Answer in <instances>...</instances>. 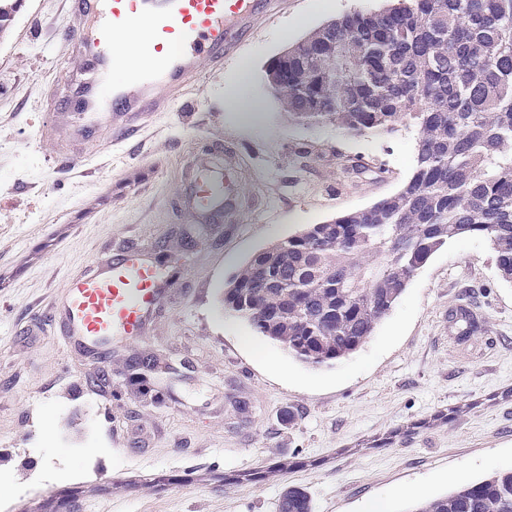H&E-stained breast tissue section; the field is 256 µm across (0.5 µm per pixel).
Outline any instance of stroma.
<instances>
[{
	"mask_svg": "<svg viewBox=\"0 0 512 512\" xmlns=\"http://www.w3.org/2000/svg\"><path fill=\"white\" fill-rule=\"evenodd\" d=\"M389 0H288L223 73L155 113L130 141L61 168L37 140L45 83L72 96L81 24L70 0H22L0 38V512H277L288 489L312 512H410L413 504L512 469V282L489 242L434 254L354 354L312 366L254 335L224 287L257 251L308 224L369 207L413 172L399 129L350 137L289 120L265 70L312 30ZM229 142L260 205L235 224H198L178 202L193 152ZM362 162L368 170L349 173ZM64 226L44 248L48 231ZM132 236L178 291L150 333L104 358L64 349L48 305L98 247ZM483 313L457 355L444 311ZM157 358L159 403L139 401L128 366ZM274 469L264 482L236 471Z\"/></svg>",
	"mask_w": 512,
	"mask_h": 512,
	"instance_id": "stroma-1",
	"label": "stroma"
}]
</instances>
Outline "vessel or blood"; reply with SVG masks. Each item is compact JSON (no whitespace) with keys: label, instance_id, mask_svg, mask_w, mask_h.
<instances>
[{"label":"vessel or blood","instance_id":"b4317fda","mask_svg":"<svg viewBox=\"0 0 512 512\" xmlns=\"http://www.w3.org/2000/svg\"><path fill=\"white\" fill-rule=\"evenodd\" d=\"M82 28L67 36L84 60L73 99L47 113L40 144L61 166L76 165L92 134L109 130L127 139L143 118L167 111L204 70L235 54L260 20L282 0H74ZM239 156L223 163L197 158L181 199L199 224H234L245 199ZM173 281L140 246L120 244L70 277L50 319L63 343L95 351L114 338L147 335Z\"/></svg>","mask_w":512,"mask_h":512}]
</instances>
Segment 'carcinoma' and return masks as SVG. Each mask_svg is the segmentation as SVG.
I'll return each instance as SVG.
<instances>
[{"label":"carcinoma","mask_w":512,"mask_h":512,"mask_svg":"<svg viewBox=\"0 0 512 512\" xmlns=\"http://www.w3.org/2000/svg\"><path fill=\"white\" fill-rule=\"evenodd\" d=\"M288 116L351 137L415 135L411 177L368 208L254 253L224 307L295 359L332 365L360 349L427 260L486 239L512 281V0H392L313 30L265 71ZM278 512H311L290 489ZM413 512H512V471Z\"/></svg>","instance_id":"obj_1"}]
</instances>
